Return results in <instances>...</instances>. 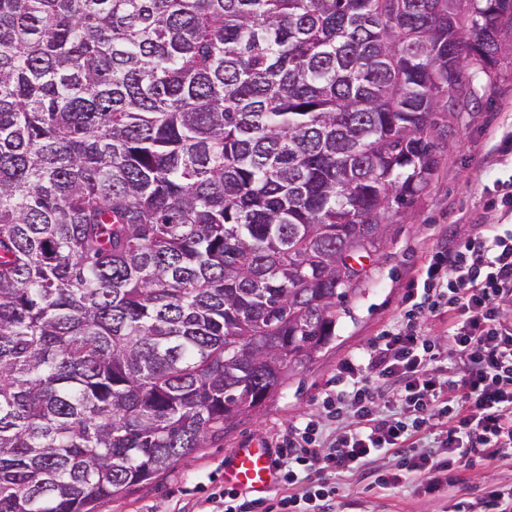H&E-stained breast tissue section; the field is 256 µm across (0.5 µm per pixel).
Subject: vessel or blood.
Segmentation results:
<instances>
[{
  "instance_id": "b4317fda",
  "label": "vessel or blood",
  "mask_w": 512,
  "mask_h": 512,
  "mask_svg": "<svg viewBox=\"0 0 512 512\" xmlns=\"http://www.w3.org/2000/svg\"><path fill=\"white\" fill-rule=\"evenodd\" d=\"M224 481L257 496L266 494L277 482V471L268 448L235 449L224 464Z\"/></svg>"
}]
</instances>
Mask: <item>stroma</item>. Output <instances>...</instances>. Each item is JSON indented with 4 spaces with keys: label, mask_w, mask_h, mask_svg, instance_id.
Here are the masks:
<instances>
[{
    "label": "stroma",
    "mask_w": 512,
    "mask_h": 512,
    "mask_svg": "<svg viewBox=\"0 0 512 512\" xmlns=\"http://www.w3.org/2000/svg\"><path fill=\"white\" fill-rule=\"evenodd\" d=\"M502 51L492 77L472 83L475 102L459 113L438 172L409 216L389 215L388 239L363 264L368 271L346 312L336 322V339L312 360L296 366L279 392L260 410L232 426L223 438L181 459L153 484L100 504L97 512H196L199 501L222 485L224 458L245 445H264L300 419L322 412V399L342 359L396 323L410 277L438 242L468 233L476 224H507L496 207L500 181L512 177V154L499 156L501 137L512 130V24L499 34ZM512 481V467L476 466L470 479L450 490L424 492L417 478L382 489L367 479L339 477L338 512H456L462 501L486 486Z\"/></svg>",
    "instance_id": "35a3bbf8"
}]
</instances>
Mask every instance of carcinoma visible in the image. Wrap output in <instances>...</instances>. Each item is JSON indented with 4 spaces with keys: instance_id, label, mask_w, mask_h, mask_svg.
Returning a JSON list of instances; mask_svg holds the SVG:
<instances>
[{
    "instance_id": "carcinoma-1",
    "label": "carcinoma",
    "mask_w": 512,
    "mask_h": 512,
    "mask_svg": "<svg viewBox=\"0 0 512 512\" xmlns=\"http://www.w3.org/2000/svg\"><path fill=\"white\" fill-rule=\"evenodd\" d=\"M512 0H0V512L258 410L438 170Z\"/></svg>"
}]
</instances>
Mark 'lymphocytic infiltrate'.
<instances>
[{
    "label": "lymphocytic infiltrate",
    "instance_id": "obj_1",
    "mask_svg": "<svg viewBox=\"0 0 512 512\" xmlns=\"http://www.w3.org/2000/svg\"><path fill=\"white\" fill-rule=\"evenodd\" d=\"M448 321L455 363L424 323ZM324 415L289 426L271 448L286 495L210 492L214 512H333L336 477L396 456L377 475L400 487L409 473L428 491L463 482L476 464L512 458V225L496 224L433 252L410 282L399 323L345 358ZM435 431L430 447L421 433Z\"/></svg>",
    "mask_w": 512,
    "mask_h": 512
}]
</instances>
